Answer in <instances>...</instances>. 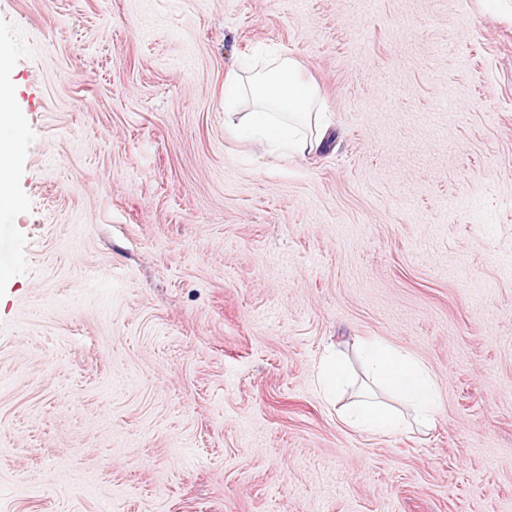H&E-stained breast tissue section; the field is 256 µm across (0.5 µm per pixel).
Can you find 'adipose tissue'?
<instances>
[{"mask_svg":"<svg viewBox=\"0 0 512 512\" xmlns=\"http://www.w3.org/2000/svg\"><path fill=\"white\" fill-rule=\"evenodd\" d=\"M245 96L252 99L254 107L229 121V133L253 137L269 147L298 155L318 146V138L305 132L306 127L315 123L320 109L317 90L298 77L290 59L272 57L264 72L248 79L227 76L225 110L235 109ZM359 355L373 382L409 405L417 424L427 426L434 422L438 413L434 380L418 358L378 342L362 344ZM346 421L353 428L370 434L392 433L402 425L397 411L366 397L353 404Z\"/></svg>","mask_w":512,"mask_h":512,"instance_id":"obj_1","label":"adipose tissue"}]
</instances>
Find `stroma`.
I'll use <instances>...</instances> for the list:
<instances>
[{
    "mask_svg": "<svg viewBox=\"0 0 512 512\" xmlns=\"http://www.w3.org/2000/svg\"><path fill=\"white\" fill-rule=\"evenodd\" d=\"M269 50L315 153L224 134ZM0 82V512H512V0H0ZM371 339L433 426L344 424ZM13 133L11 127L0 126V199L7 201L10 205L15 203L13 189V171L18 165L21 157L18 140L10 137ZM359 355L373 382L409 405L417 424L429 426L434 422L439 409L434 380L418 358L378 342L363 343ZM319 381L330 397H338L349 386L351 374L348 364L339 351L324 360L319 368Z\"/></svg>",
    "mask_w": 512,
    "mask_h": 512,
    "instance_id": "1",
    "label": "stroma"
}]
</instances>
